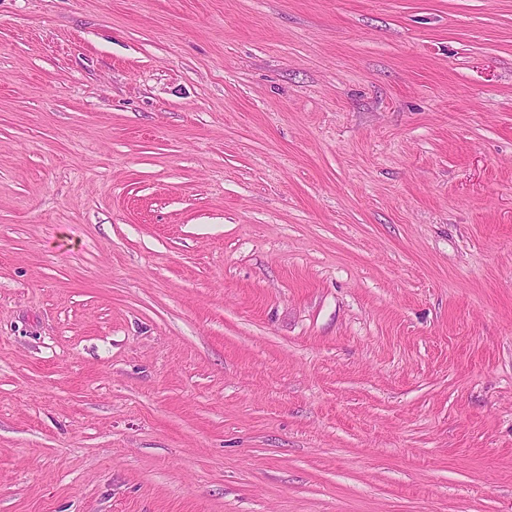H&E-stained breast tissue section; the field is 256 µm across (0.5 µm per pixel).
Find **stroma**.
Wrapping results in <instances>:
<instances>
[{
	"label": "stroma",
	"instance_id": "obj_1",
	"mask_svg": "<svg viewBox=\"0 0 512 512\" xmlns=\"http://www.w3.org/2000/svg\"><path fill=\"white\" fill-rule=\"evenodd\" d=\"M0 512H512V0H0Z\"/></svg>",
	"mask_w": 512,
	"mask_h": 512
}]
</instances>
